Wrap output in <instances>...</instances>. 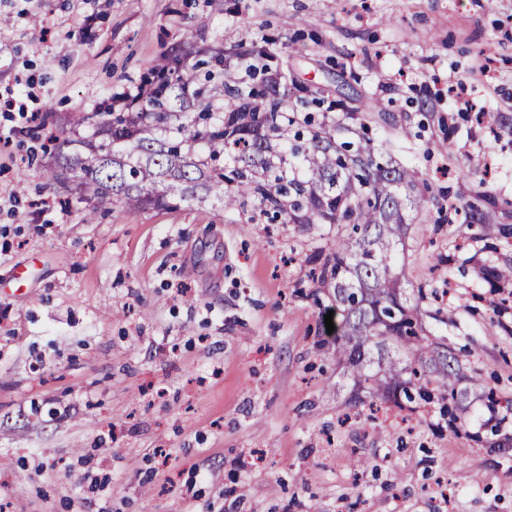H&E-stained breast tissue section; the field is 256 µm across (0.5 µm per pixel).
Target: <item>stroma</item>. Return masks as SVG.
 Segmentation results:
<instances>
[{"instance_id":"stroma-1","label":"stroma","mask_w":512,"mask_h":512,"mask_svg":"<svg viewBox=\"0 0 512 512\" xmlns=\"http://www.w3.org/2000/svg\"><path fill=\"white\" fill-rule=\"evenodd\" d=\"M273 44L299 117L417 171L406 291L424 325L512 398V235L486 249L452 205L512 227V0H0V102L37 97L45 134L181 51ZM0 512H512V413L471 399L337 419L352 377L326 341L311 261L332 224L254 200L130 212L56 180L0 110ZM451 152H444V144Z\"/></svg>"}]
</instances>
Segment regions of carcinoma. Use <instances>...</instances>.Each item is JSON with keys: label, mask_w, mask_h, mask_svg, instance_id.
<instances>
[{"label": "carcinoma", "mask_w": 512, "mask_h": 512, "mask_svg": "<svg viewBox=\"0 0 512 512\" xmlns=\"http://www.w3.org/2000/svg\"><path fill=\"white\" fill-rule=\"evenodd\" d=\"M219 66V102L191 90L200 64L178 57L144 76L142 93L121 111L105 103L71 115L91 135L57 143L59 178L83 200L117 201L132 212L175 208L214 197L224 208L251 198L289 224L338 226L336 249L313 272L332 288L336 363L353 373L349 404H444L448 429L481 386L447 346L426 333L419 302L402 287L407 211L427 202L416 171L382 161L368 143L337 144L324 129L298 145L288 137V98L278 83L265 91L243 86Z\"/></svg>", "instance_id": "1"}]
</instances>
